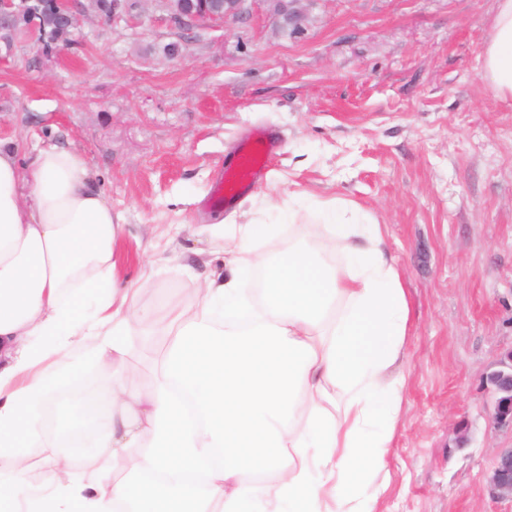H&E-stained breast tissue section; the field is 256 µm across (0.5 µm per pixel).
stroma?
<instances>
[{"instance_id":"1","label":"stroma","mask_w":512,"mask_h":512,"mask_svg":"<svg viewBox=\"0 0 512 512\" xmlns=\"http://www.w3.org/2000/svg\"><path fill=\"white\" fill-rule=\"evenodd\" d=\"M269 0L190 34L152 0L109 24L84 17L60 61L31 36L0 49V139L79 151L122 229L115 279L139 307L191 304L197 230L261 202L342 198L386 227L405 274L410 338L378 512H512L487 474L512 429L487 375L512 350V108L477 61L495 0ZM180 43L172 57L166 44ZM258 125L283 146L233 209L202 205ZM171 335H134L125 363L149 390Z\"/></svg>"}]
</instances>
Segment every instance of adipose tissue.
I'll list each match as a JSON object with an SVG mask.
<instances>
[{
    "instance_id": "ef3b65f1",
    "label": "adipose tissue",
    "mask_w": 512,
    "mask_h": 512,
    "mask_svg": "<svg viewBox=\"0 0 512 512\" xmlns=\"http://www.w3.org/2000/svg\"><path fill=\"white\" fill-rule=\"evenodd\" d=\"M478 62L512 103V0ZM20 152L0 140V512H376L410 331L384 225L325 199L319 237L289 236L274 260L254 253L276 225H231L193 304L141 309L114 281L120 226L81 154L50 144L23 168ZM283 210L298 227L313 212ZM135 319L174 333L145 392L115 366ZM88 366L112 367L111 386L58 401ZM35 448L56 451L39 493Z\"/></svg>"
}]
</instances>
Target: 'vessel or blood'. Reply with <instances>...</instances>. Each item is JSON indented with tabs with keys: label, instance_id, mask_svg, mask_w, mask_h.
<instances>
[{
	"label": "vessel or blood",
	"instance_id": "1",
	"mask_svg": "<svg viewBox=\"0 0 512 512\" xmlns=\"http://www.w3.org/2000/svg\"><path fill=\"white\" fill-rule=\"evenodd\" d=\"M276 147V138L268 129H256L246 137L213 184L209 206L219 210L234 207L265 174L267 161Z\"/></svg>",
	"mask_w": 512,
	"mask_h": 512
}]
</instances>
